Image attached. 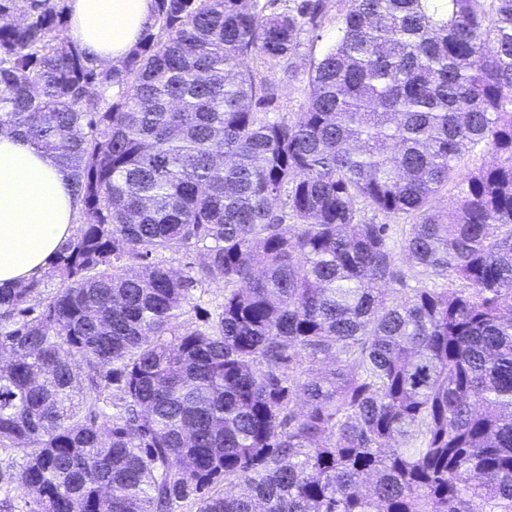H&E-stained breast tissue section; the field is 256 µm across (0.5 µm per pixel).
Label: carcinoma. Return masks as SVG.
Wrapping results in <instances>:
<instances>
[{
    "mask_svg": "<svg viewBox=\"0 0 512 512\" xmlns=\"http://www.w3.org/2000/svg\"><path fill=\"white\" fill-rule=\"evenodd\" d=\"M269 2L155 0L99 65L68 0H0V133L81 204L42 308L0 288L25 512H174L218 481L242 492L199 512H512V0H352L293 119L241 62L290 58L323 0ZM363 208L412 220L400 251ZM203 283L224 300L185 327Z\"/></svg>",
    "mask_w": 512,
    "mask_h": 512,
    "instance_id": "obj_1",
    "label": "carcinoma"
}]
</instances>
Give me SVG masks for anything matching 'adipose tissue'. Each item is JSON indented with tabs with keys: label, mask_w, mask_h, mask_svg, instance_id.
Returning <instances> with one entry per match:
<instances>
[{
	"label": "adipose tissue",
	"mask_w": 512,
	"mask_h": 512,
	"mask_svg": "<svg viewBox=\"0 0 512 512\" xmlns=\"http://www.w3.org/2000/svg\"><path fill=\"white\" fill-rule=\"evenodd\" d=\"M70 24L95 61L122 60L154 22V0H69ZM67 173L23 138L0 133V287L44 272L74 232Z\"/></svg>",
	"instance_id": "adipose-tissue-1"
}]
</instances>
